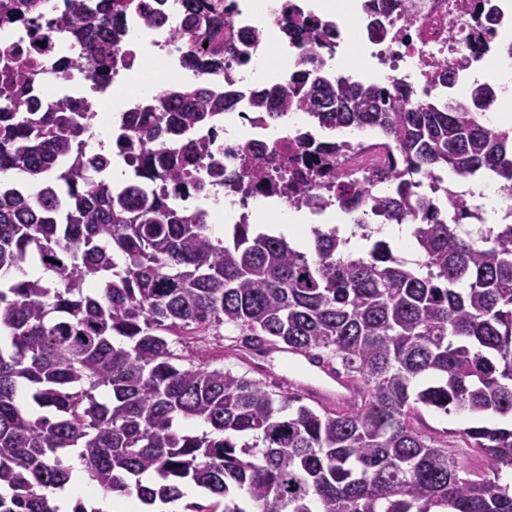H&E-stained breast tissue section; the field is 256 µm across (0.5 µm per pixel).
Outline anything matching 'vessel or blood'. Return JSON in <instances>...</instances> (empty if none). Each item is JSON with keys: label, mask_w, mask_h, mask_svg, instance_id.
Listing matches in <instances>:
<instances>
[{"label": "vessel or blood", "mask_w": 512, "mask_h": 512, "mask_svg": "<svg viewBox=\"0 0 512 512\" xmlns=\"http://www.w3.org/2000/svg\"><path fill=\"white\" fill-rule=\"evenodd\" d=\"M243 350L252 368L264 378L284 391L301 393L320 406L345 405L358 397L356 387L348 378L308 354L279 352L263 341L244 344ZM275 354L283 361V369L268 366V359Z\"/></svg>", "instance_id": "b4317fda"}]
</instances>
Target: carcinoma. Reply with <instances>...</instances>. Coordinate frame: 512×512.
<instances>
[{"mask_svg":"<svg viewBox=\"0 0 512 512\" xmlns=\"http://www.w3.org/2000/svg\"><path fill=\"white\" fill-rule=\"evenodd\" d=\"M70 2L52 25L102 84L125 16L165 21L136 0ZM184 3L188 64L243 61L248 35L226 27L222 0ZM28 12L29 0H0V25ZM282 32L304 45L334 37L301 17ZM33 76L19 54L0 53V173L41 180L27 193L0 182V512H56L50 496L69 478V449L104 491L151 507L192 483L224 498V512H512V204L509 222L472 230L462 220L481 219L478 208L448 193L450 224L414 181L446 170L512 191V129L486 121L494 87L475 84L469 102L447 103L335 76L305 51L286 85L252 93L259 109L370 129L396 149L387 193L343 177L344 140L265 158L247 143L240 157L253 181L276 173L292 201L322 199L309 195L315 187L341 209L357 202L412 225L407 258L384 240L353 255L317 230L308 251L251 224L215 238L203 212L173 206L169 193L203 188L186 169L209 149L183 142L186 131L217 126L237 106L233 87L163 89L130 116L138 136L117 144L139 179L162 188L149 193L95 178L106 160L83 152L79 113L43 110ZM457 80L446 68L431 77L441 89ZM28 266L42 275L28 277ZM222 327L320 355L362 388V402L315 406L230 368L196 366L175 347L182 333ZM423 407L463 418L455 439L418 428ZM472 450L480 469L460 466Z\"/></svg>","mask_w":512,"mask_h":512,"instance_id":"obj_1","label":"carcinoma"}]
</instances>
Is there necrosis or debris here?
Masks as SVG:
<instances>
[{"instance_id": "obj_1", "label": "necrosis or debris", "mask_w": 512, "mask_h": 512, "mask_svg": "<svg viewBox=\"0 0 512 512\" xmlns=\"http://www.w3.org/2000/svg\"><path fill=\"white\" fill-rule=\"evenodd\" d=\"M159 6L166 16L164 26L154 27L139 15L126 21L131 43L121 44L112 80L116 89L127 86L129 76L138 71L145 56L163 54L171 78L196 77L197 72L186 62V45L176 31L184 16L179 0H145ZM231 9L227 23L232 29L253 34L247 47L253 60L265 59L270 32L288 13L309 17L305 0H227ZM367 0H334L333 7L320 11V18L333 22L336 37L332 47L322 48L327 58H336L338 49L358 41L370 61V71L383 82L417 87L426 82L437 66L453 67L460 80H467L470 67L488 58L494 51L501 28L506 25L505 0H391L388 10L366 11ZM69 7L68 0H33L27 18L0 28V49H17L27 61L44 69L43 79L35 84L38 100L44 105L76 104L84 112L82 134L88 156L105 151L104 138L129 112L146 101L141 92L128 96L120 110H113L110 93L98 90L86 69L85 59L76 44L63 43L61 37L49 34L47 25ZM240 129H227L211 134L196 128L192 138L209 140L211 154L196 176L205 187L176 195L179 207L202 209L209 202H223L225 208L239 210L241 221H249L253 209L276 202L291 209L292 201L266 183L242 179L240 147L251 142L265 153H285L297 146L308 131L302 113H291L288 120L275 119L267 112L241 102L234 112ZM353 147L347 152L342 171L348 178L364 180L391 166L394 154L377 144L375 139L351 138Z\"/></svg>"}]
</instances>
